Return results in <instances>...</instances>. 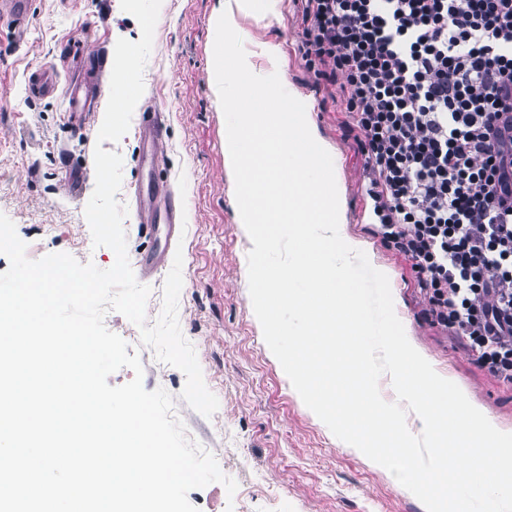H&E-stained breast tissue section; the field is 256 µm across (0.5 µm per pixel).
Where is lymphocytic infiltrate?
<instances>
[{"label": "lymphocytic infiltrate", "instance_id": "f902f5d3", "mask_svg": "<svg viewBox=\"0 0 512 512\" xmlns=\"http://www.w3.org/2000/svg\"><path fill=\"white\" fill-rule=\"evenodd\" d=\"M379 232L426 313L512 385V0H297Z\"/></svg>", "mask_w": 512, "mask_h": 512}]
</instances>
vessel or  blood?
<instances>
[{
	"label": "vessel or blood",
	"mask_w": 512,
	"mask_h": 512,
	"mask_svg": "<svg viewBox=\"0 0 512 512\" xmlns=\"http://www.w3.org/2000/svg\"><path fill=\"white\" fill-rule=\"evenodd\" d=\"M30 0H0V12L7 14L14 27H21L30 11ZM64 90L68 109L88 111L103 94L98 65H90L81 80L59 85L53 70L41 69L27 80V91L34 96H49ZM141 163L146 174L130 189V201L136 222L152 245L138 256L143 276L151 277L173 261V249L182 224V204L171 185L158 179L166 150L165 115L157 111L141 114L136 125Z\"/></svg>",
	"instance_id": "vessel-or-blood-1"
}]
</instances>
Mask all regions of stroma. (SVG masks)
<instances>
[{"label":"stroma","instance_id":"35a3bbf8","mask_svg":"<svg viewBox=\"0 0 512 512\" xmlns=\"http://www.w3.org/2000/svg\"><path fill=\"white\" fill-rule=\"evenodd\" d=\"M218 2L165 0L135 107L139 113L165 112L162 175L173 185L187 182L178 321L206 387L219 401L213 416L204 417L182 399L184 374L157 360L135 324L115 311L106 313L104 324L138 353L145 389L161 388L173 397L187 436L203 448L222 449L218 464L237 490L227 494L219 483L192 490L188 499L199 512H425L391 473L344 447L310 413L271 357L254 316L246 275L250 243L236 222L234 186L224 167L226 122L210 89L211 20ZM280 10L277 20L255 14L242 19L245 50L266 41L280 44L288 86L312 104L314 126L330 148L335 178L345 190L347 230L370 243L373 267L392 274L397 316L411 344L475 404L512 428V386L477 369L461 341L427 319L409 262L373 223L362 192L364 158L339 104L319 88L301 57L293 0H281ZM139 29L120 0H31L17 33L0 20V214L13 221L29 259L65 252L80 263L111 268L112 250L94 246L85 217L95 187L94 149L121 155L116 199L124 206L140 173V153L131 131L119 142H98L105 104L73 114L62 95L30 96L27 78L53 67L66 83L99 56L112 65L117 40H137ZM72 175L82 179L73 195L67 190Z\"/></svg>","mask_w":512,"mask_h":512}]
</instances>
